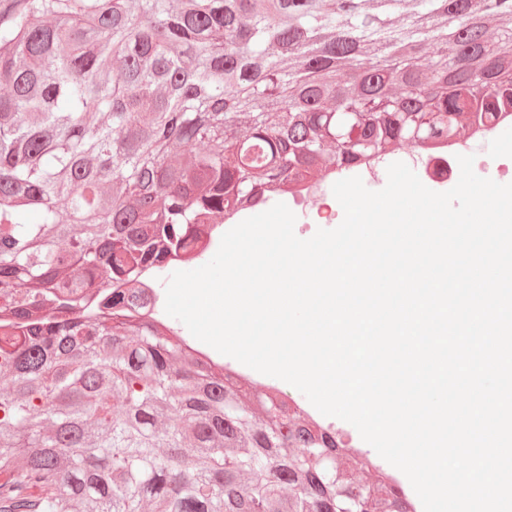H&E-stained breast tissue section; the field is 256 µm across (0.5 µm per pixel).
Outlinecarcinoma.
I'll use <instances>...</instances> for the list:
<instances>
[{"instance_id": "1", "label": "carcinoma", "mask_w": 512, "mask_h": 512, "mask_svg": "<svg viewBox=\"0 0 512 512\" xmlns=\"http://www.w3.org/2000/svg\"><path fill=\"white\" fill-rule=\"evenodd\" d=\"M12 2L0 3V307L13 315L0 321L13 384L0 512H332L349 483L336 446L272 397L271 423L253 422L223 369L133 319L137 282L197 225L374 159L362 142L381 154L418 126L434 146L457 137L450 115L473 126L511 110L512 27L491 45L484 17L511 21L512 0ZM423 41L437 46L429 83L409 62ZM367 53L378 63L337 90L332 73ZM393 83L397 107L376 110ZM337 95L352 146L331 151L323 103ZM172 398L183 425L162 429Z\"/></svg>"}]
</instances>
